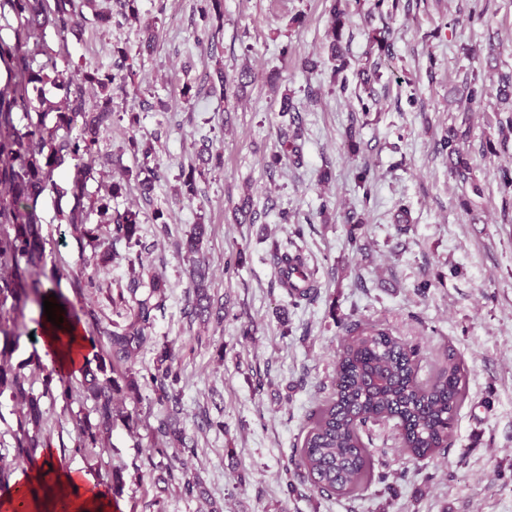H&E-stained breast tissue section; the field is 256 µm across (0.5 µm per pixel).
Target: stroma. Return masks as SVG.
<instances>
[{
	"instance_id": "stroma-1",
	"label": "stroma",
	"mask_w": 512,
	"mask_h": 512,
	"mask_svg": "<svg viewBox=\"0 0 512 512\" xmlns=\"http://www.w3.org/2000/svg\"><path fill=\"white\" fill-rule=\"evenodd\" d=\"M199 5L138 0L139 22L109 28L87 7L65 38L46 37L59 65L108 68L118 62L114 46L134 51L145 28L155 35L134 86L112 100L114 111H134L139 123H115L104 135L89 189L104 191L145 162L161 174L151 197L137 180H124L114 202L140 209L145 269L166 284L135 365L152 364L165 343L178 352L181 425L196 448L187 467L204 495L165 485V467L178 465V453L152 451L164 409L146 386L138 400H126L105 450L71 453L70 466L97 483L122 471L121 512H512V215L502 213L499 178L512 169V135L499 131L512 113L496 98L500 74L512 73V0H401L391 14L374 0H347L343 91L330 82L324 0H224L216 38ZM385 27L388 55L373 40ZM372 63L377 103L365 113L359 72ZM221 74L223 96L211 89ZM473 74L488 93L470 105L461 90ZM186 84L188 99L180 94ZM286 94L303 131L301 160L273 168L290 124L280 114ZM451 128L463 135L472 185L448 173L440 141ZM132 133L153 142L149 159L127 150ZM206 144L222 153L223 167L207 171L196 197L178 196L182 168L201 165ZM56 180L58 191L39 200L46 250L34 275L57 280L73 305L90 299L105 322L125 323L129 307L116 300L130 281L125 247L115 246L107 269L83 267L76 235L59 219L72 206L66 172ZM326 200L333 207L324 216ZM402 208L410 222L400 226ZM157 209L167 228L154 224ZM284 210L306 218L297 243L318 270L315 299L296 305L280 286L273 253L288 236ZM198 223L208 227L209 292L223 307L222 319L205 325L189 315L188 264L176 249ZM80 270L92 285L79 298L71 278ZM39 321L35 303L0 307V325L14 333L12 364H51ZM357 321L382 323L419 346L425 378L452 346L470 370V401L443 456L411 458L394 424L375 426L369 450L381 480L350 499L314 491L290 459L308 414L331 393L344 327ZM91 407L88 400L48 404L54 451L74 446V421ZM18 414L17 402L0 396V462L9 474L0 491L29 472L14 459Z\"/></svg>"
}]
</instances>
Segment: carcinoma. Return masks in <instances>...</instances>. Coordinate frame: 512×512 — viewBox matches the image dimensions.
I'll list each match as a JSON object with an SVG mask.
<instances>
[{"label":"carcinoma","instance_id":"1","mask_svg":"<svg viewBox=\"0 0 512 512\" xmlns=\"http://www.w3.org/2000/svg\"><path fill=\"white\" fill-rule=\"evenodd\" d=\"M332 17L329 52L331 78L337 79L347 67L342 46L343 29L348 22L343 0H330ZM200 18L204 23L221 21L223 0H201ZM77 16V0H0V22H15V43L0 40V69L7 74L6 87L0 88V268H10L14 275L0 278V303L8 299L20 302L33 291L34 301L43 307V299L64 305L57 312L69 320L91 319L97 332L107 337L105 349L85 359L80 386L58 373L56 367L38 366L42 374V392L36 394L21 368L11 364V333L0 326V395L9 393L21 409L14 431L17 457L31 459L36 449L45 446L46 424L44 399L68 402L82 388L93 400L95 421L79 424V438L74 452L82 453L97 447L112 431L115 420L122 416L118 402L135 399L140 383L150 385L157 401L166 405L167 413L156 429L162 446L180 447L190 455L196 449L185 443L179 426L180 381L179 356L168 343L158 350L153 365L133 368V359L140 348L151 340L148 330L155 311L162 301H136L131 319L121 326L108 328L100 322L91 307L76 312L68 298L55 289H39L38 283L28 285L25 271L40 267L45 254V239L37 204L41 196L58 190L56 176L69 167V191L73 205L65 220L76 232L80 248H97L99 226L87 223L91 211L100 223L110 225L112 243H122L131 272L143 267L145 246L141 236L140 211L112 207V200L122 196L124 184H111L108 195L96 197L88 185L94 179L93 169L85 158L98 153L103 133L115 121L128 119L129 126L138 124L137 113L123 116L112 109L115 91H127L134 84L136 57L126 47L117 46L114 53L122 64L108 70L76 65L73 69H57L56 61L46 51V31L51 28L59 37L72 29ZM51 83L63 91L52 100L42 94L43 85ZM486 94L477 79L465 83L463 96L476 103ZM55 114L49 126L46 118ZM82 117V126L73 132L75 117ZM451 160L450 170L462 183L470 179V166L455 135L444 140ZM205 171L189 167L181 171L179 180L183 193L195 196L197 181ZM144 196H150L159 174L149 168L139 169ZM206 236L203 224L194 225L182 242L187 260L192 262L193 294L190 315L200 316L211 305L206 281L208 268L199 258ZM279 281L288 296L299 303L314 297L317 288L316 270L310 267L303 250L288 251L275 247ZM25 267H20V263ZM347 338L336 357L333 392L313 411L300 447L296 448L298 466L305 478L320 492L353 497L369 487L375 478V465L365 439L372 426L396 421L401 447L414 459L436 456L448 449L457 416L468 400V369L452 346H447L444 361L426 380L418 377L420 361L417 347L393 335L380 323L355 322L345 327ZM168 481L180 486L184 495L194 496L199 483L171 466Z\"/></svg>","mask_w":512,"mask_h":512}]
</instances>
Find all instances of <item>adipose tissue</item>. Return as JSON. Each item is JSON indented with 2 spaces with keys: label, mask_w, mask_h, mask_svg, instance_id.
Instances as JSON below:
<instances>
[{
  "label": "adipose tissue",
  "mask_w": 512,
  "mask_h": 512,
  "mask_svg": "<svg viewBox=\"0 0 512 512\" xmlns=\"http://www.w3.org/2000/svg\"><path fill=\"white\" fill-rule=\"evenodd\" d=\"M42 344L54 356L61 373L73 372L74 353L85 345L83 330L79 323L63 321L61 326L45 324L42 330ZM32 468L43 482L55 490L53 500L37 496L28 479H20L0 493V512H14L16 499H25L31 512H119L121 505L111 496L85 495L76 471L57 464L52 449H43Z\"/></svg>",
  "instance_id": "adipose-tissue-1"
}]
</instances>
